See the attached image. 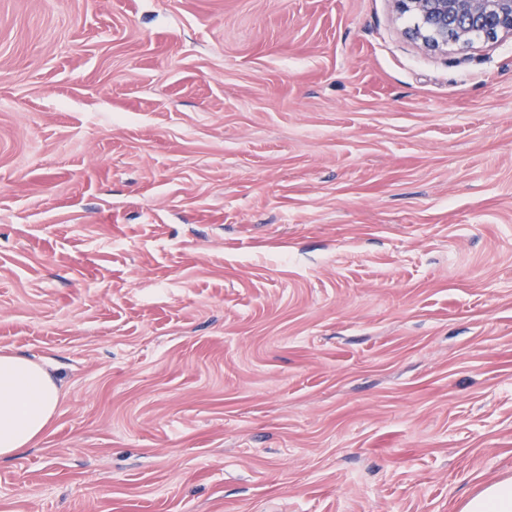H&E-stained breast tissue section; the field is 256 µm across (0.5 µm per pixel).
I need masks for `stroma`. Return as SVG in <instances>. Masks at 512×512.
Returning a JSON list of instances; mask_svg holds the SVG:
<instances>
[{
	"mask_svg": "<svg viewBox=\"0 0 512 512\" xmlns=\"http://www.w3.org/2000/svg\"><path fill=\"white\" fill-rule=\"evenodd\" d=\"M394 0H0V512H461L512 479V35ZM415 20L410 34L427 51L512 35V0H395ZM59 386L42 365L0 355V458L22 453L50 426Z\"/></svg>",
	"mask_w": 512,
	"mask_h": 512,
	"instance_id": "obj_1",
	"label": "stroma"
}]
</instances>
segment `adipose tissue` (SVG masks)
I'll use <instances>...</instances> for the list:
<instances>
[{"instance_id":"ef3b65f1","label":"adipose tissue","mask_w":512,"mask_h":512,"mask_svg":"<svg viewBox=\"0 0 512 512\" xmlns=\"http://www.w3.org/2000/svg\"><path fill=\"white\" fill-rule=\"evenodd\" d=\"M59 386L42 365L0 355V458L22 453L50 426Z\"/></svg>"}]
</instances>
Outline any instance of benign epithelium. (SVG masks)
Wrapping results in <instances>:
<instances>
[{"label": "benign epithelium", "mask_w": 512, "mask_h": 512, "mask_svg": "<svg viewBox=\"0 0 512 512\" xmlns=\"http://www.w3.org/2000/svg\"><path fill=\"white\" fill-rule=\"evenodd\" d=\"M414 18L410 34L427 51L512 35V0H395Z\"/></svg>", "instance_id": "benign-epithelium-1"}]
</instances>
